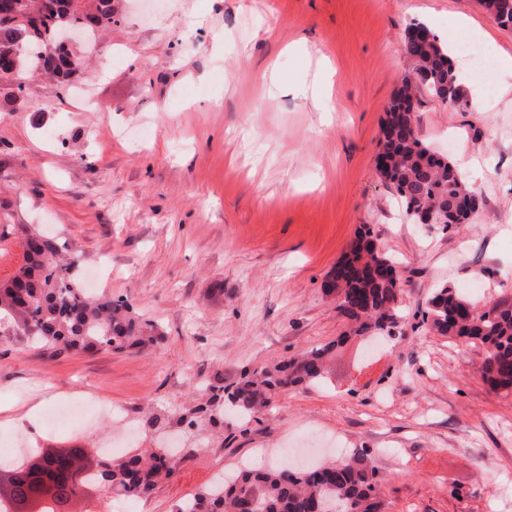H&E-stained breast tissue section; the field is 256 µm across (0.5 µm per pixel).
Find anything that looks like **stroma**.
<instances>
[{
  "label": "stroma",
  "mask_w": 512,
  "mask_h": 512,
  "mask_svg": "<svg viewBox=\"0 0 512 512\" xmlns=\"http://www.w3.org/2000/svg\"><path fill=\"white\" fill-rule=\"evenodd\" d=\"M416 20L447 39L464 21L512 54V30L479 0H122L71 88L34 76L14 102L0 89V224L49 228L79 254L78 281L105 269L94 291L163 335L84 352L0 318V436L96 458L193 449L148 496L93 490L72 512H175L242 464L313 465L338 448L370 450L385 512H512V394L482 380L479 341L422 320L441 284L512 301V78L483 114L417 107L422 138L481 206L460 227L410 223L377 154ZM364 230L404 289L403 317L369 359L327 288ZM332 341L323 383L250 417L225 411L220 431L179 425L209 386ZM66 400L108 410L60 425L50 414Z\"/></svg>",
  "instance_id": "35a3bbf8"
}]
</instances>
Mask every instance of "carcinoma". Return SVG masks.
I'll return each instance as SVG.
<instances>
[{"instance_id": "cac0c4a2", "label": "carcinoma", "mask_w": 512, "mask_h": 512, "mask_svg": "<svg viewBox=\"0 0 512 512\" xmlns=\"http://www.w3.org/2000/svg\"><path fill=\"white\" fill-rule=\"evenodd\" d=\"M19 0H0V59L16 55L18 75L41 73L66 86L84 65V59L58 43L57 26L65 23L83 29L87 37L111 26L115 0H29L34 12L28 22L15 21ZM484 10L502 28L512 29V0H481ZM430 33L431 41L419 44L408 38L406 54L411 70L403 77L388 108L382 128L380 155L388 163L378 168L381 178L391 183L404 216L420 223L425 209L442 212L448 225L466 224L467 212L454 206L463 196L478 191L445 155L435 152L421 138L408 108L412 99L424 96L450 106L461 101L448 43L424 22L408 30ZM36 239L31 252H23V264L15 273L0 278V315L19 322L36 340L46 345L63 344L80 351L126 349L157 343V327L138 316L130 304L105 294H91L70 275L80 256L66 252L59 239L32 224H0V244L9 239ZM395 260L380 250L364 233L341 267L329 281L336 293L337 308L351 324V331L371 348L375 334L394 326L401 317L402 288L384 276L381 268ZM423 320L441 335L476 339L483 347L481 376L494 391L512 392V302H489L482 307L465 299L452 288L434 290L423 311ZM332 345L280 360L244 374L230 386L211 387L203 406L189 410L180 423L197 428L216 423L215 415L224 405L250 416L268 405L283 389L313 384L324 378L325 362ZM39 453L29 449L22 460L5 466L11 473L10 496L22 502L30 496L27 460ZM179 461L166 451L147 456L133 454L103 464L92 471L93 482L82 479L81 468L73 473L72 488L57 487V498L46 512H57L63 498L93 485L104 491L127 496L149 494L156 484L176 474ZM381 477L370 452L355 448L342 461H330L316 468H244L221 488L209 487L196 493L176 512H244L248 499L257 500L258 512H315L318 501H339L345 512H383L379 490Z\"/></svg>"}]
</instances>
